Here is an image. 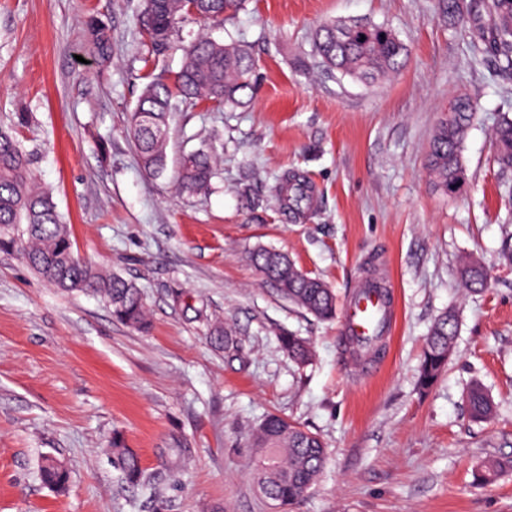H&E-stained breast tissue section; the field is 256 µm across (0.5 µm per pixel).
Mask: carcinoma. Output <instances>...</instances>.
I'll list each match as a JSON object with an SVG mask.
<instances>
[{"mask_svg": "<svg viewBox=\"0 0 512 512\" xmlns=\"http://www.w3.org/2000/svg\"><path fill=\"white\" fill-rule=\"evenodd\" d=\"M245 0H143V30L160 55L181 52L179 71L151 79L143 88L129 115L130 135L136 142L142 167L158 173L163 169L170 112L180 103L203 104L213 109L237 108L247 104L256 89L255 62L242 45L224 44L205 35L185 41L174 40L179 24L189 20L217 24L224 16L242 9ZM449 20L467 32L474 58L493 59L498 70L512 74V0H438ZM88 42L97 59L111 58V36L97 17L86 22ZM314 51L322 66L343 76L374 83L399 72L408 56L406 45L382 24L354 20L324 22L315 33ZM459 105L436 125L426 157V170L446 193L462 191L466 185L463 162L464 143L479 107L466 95L457 96ZM30 122L27 112L15 113L11 126L0 127V249H18L27 263L46 281L66 291H88L102 297L112 316L135 329L147 328L143 295L139 288L120 276L103 274L80 261L74 252L70 228L64 223L53 195L39 187L31 174L30 158L19 135ZM498 162L512 167V119L503 118L493 134ZM216 174V153L201 147L186 154L176 183L180 192L198 195L208 191ZM312 187L296 171L279 179L277 196L283 212L299 215L310 207ZM262 276L275 284L289 303L329 321L336 318V294L321 278L298 269L283 252L258 248L249 254ZM467 291H482L489 285L484 263L469 258L457 270ZM457 335V319L452 311L441 314L426 338L419 368V390H429L441 375L452 353ZM211 339L226 352L238 350L232 333L217 326ZM282 351L299 365L311 356L310 344L291 334L279 337ZM469 417L478 422L495 417L496 406L485 386L473 382L465 394ZM252 447L259 454L253 472L257 490L276 503L280 512L302 497L319 478L326 462L321 437L277 415L265 417L251 434ZM112 461L130 485L143 480L141 461L123 437H112ZM40 477L49 488L65 491L69 469L44 458Z\"/></svg>", "mask_w": 512, "mask_h": 512, "instance_id": "carcinoma-1", "label": "carcinoma"}]
</instances>
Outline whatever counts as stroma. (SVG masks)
Listing matches in <instances>:
<instances>
[{"label":"stroma","mask_w":512,"mask_h":512,"mask_svg":"<svg viewBox=\"0 0 512 512\" xmlns=\"http://www.w3.org/2000/svg\"><path fill=\"white\" fill-rule=\"evenodd\" d=\"M141 11L142 0H0V124L31 113L20 138L76 255L135 283L149 313L148 329L128 327L96 296L61 291L0 252V512H274L253 483L249 443L269 414L328 449L291 512H512V471L477 482L485 461L512 457V266L497 255L512 232V168L495 162L491 141L512 118V76L472 58L437 0H247L222 25L191 20L179 35L245 44L256 95L233 111L180 105L166 168L152 174L126 118L181 56L153 54ZM91 15L111 33L105 65L85 38ZM356 18L406 45L399 74L365 86L321 66L318 26ZM460 92L481 110L463 151L469 186L449 195L425 157ZM205 145L219 154L212 188L182 194L178 162ZM292 169L314 190L296 218L272 195ZM249 195L263 207L247 209ZM260 247L287 253L342 303L363 283L385 285L381 340L357 351L342 320L289 304L250 262ZM468 256L492 271L483 292L460 286ZM199 307L207 319H195ZM449 309L455 348L419 391L425 337ZM216 319L238 355L211 344ZM288 333L309 340L307 366L281 352ZM474 378L498 406L492 421L468 415ZM116 433L141 459L140 485L112 465ZM47 455L71 472L65 492L40 479Z\"/></svg>","instance_id":"1"}]
</instances>
